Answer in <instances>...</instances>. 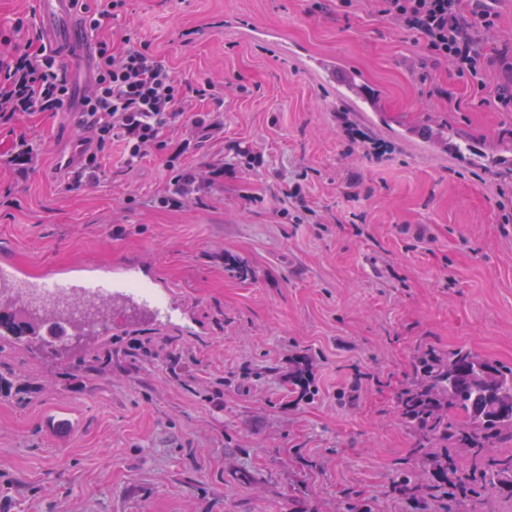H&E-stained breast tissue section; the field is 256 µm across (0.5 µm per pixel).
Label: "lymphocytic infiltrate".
Returning <instances> with one entry per match:
<instances>
[{"label":"lymphocytic infiltrate","instance_id":"f902f5d3","mask_svg":"<svg viewBox=\"0 0 512 512\" xmlns=\"http://www.w3.org/2000/svg\"><path fill=\"white\" fill-rule=\"evenodd\" d=\"M379 13L414 36L424 52L447 62L470 80L481 81L491 59L488 48L500 31L498 0H376ZM97 41V76L83 98L78 121L84 132L80 163L69 180L95 178L99 154L112 143L123 146L124 163L133 166L165 149V128L190 126L196 142L213 139L224 126L201 113L190 112L188 95L206 99L208 84L189 87L133 30L121 37ZM71 96L66 71L46 47L24 44L0 58V126L24 112H57Z\"/></svg>","mask_w":512,"mask_h":512}]
</instances>
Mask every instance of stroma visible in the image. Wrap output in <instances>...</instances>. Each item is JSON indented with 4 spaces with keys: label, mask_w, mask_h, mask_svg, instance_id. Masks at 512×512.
<instances>
[{
    "label": "stroma",
    "mask_w": 512,
    "mask_h": 512,
    "mask_svg": "<svg viewBox=\"0 0 512 512\" xmlns=\"http://www.w3.org/2000/svg\"><path fill=\"white\" fill-rule=\"evenodd\" d=\"M37 36L35 0H0V56ZM131 27L177 76L210 82L223 137L60 188L68 112L0 129V254L46 272L136 273L170 319L113 314L78 340L0 342V512H443L395 491L419 461L398 412L417 350L466 346L512 365V170L448 157L455 137L512 151L500 66L477 89L422 50L373 0H129ZM337 56L335 81L321 57ZM364 76L367 101L343 86ZM222 107H215V100ZM350 121L388 145L366 154ZM34 164L19 173L16 145ZM262 154L248 167L242 150ZM206 181L160 204L169 154ZM305 182L311 224L283 218Z\"/></svg>",
    "instance_id": "1"
}]
</instances>
